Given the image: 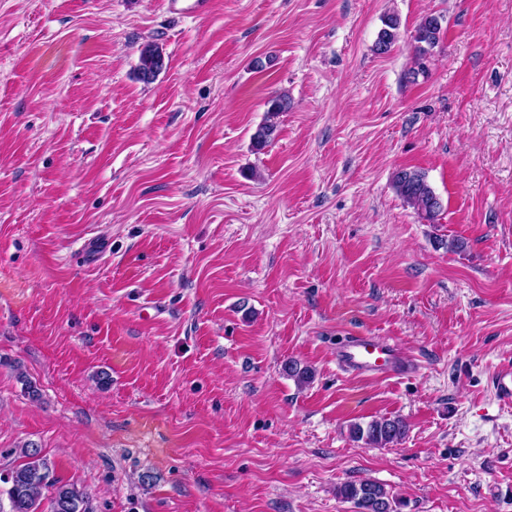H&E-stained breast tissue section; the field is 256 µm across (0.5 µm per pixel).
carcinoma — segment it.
<instances>
[{"instance_id":"1","label":"carcinoma","mask_w":512,"mask_h":512,"mask_svg":"<svg viewBox=\"0 0 512 512\" xmlns=\"http://www.w3.org/2000/svg\"><path fill=\"white\" fill-rule=\"evenodd\" d=\"M399 22L394 16L385 21L375 42V50L380 54L392 51L397 38ZM442 24L439 17L428 15L421 19L412 35L415 43L416 64L423 68V60L439 43ZM163 67V57L154 45H146L141 50L138 74L140 80H152ZM267 116L252 135L253 146L260 150L275 137L279 113L288 110V97L277 95L267 102ZM393 185L405 204L413 208L423 219L432 222L442 210V202L426 180L424 173L408 168L397 170L393 175ZM288 376L298 385L310 383L313 372L295 361L285 365ZM407 432V423L400 417L382 416L374 418L366 425L354 424L352 438L373 447H386L402 440ZM15 452L21 462L11 468L12 480L6 489H0V501L9 502V512H93L91 497L85 489L53 478L45 481L52 473L48 460L41 450L27 443ZM336 495L352 502L359 512H399L401 502L382 484L362 480L347 482L336 489Z\"/></svg>"}]
</instances>
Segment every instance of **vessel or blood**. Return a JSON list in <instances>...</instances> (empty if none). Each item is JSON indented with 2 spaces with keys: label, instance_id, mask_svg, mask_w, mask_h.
Returning <instances> with one entry per match:
<instances>
[{
  "label": "vessel or blood",
  "instance_id": "vessel-or-blood-1",
  "mask_svg": "<svg viewBox=\"0 0 512 512\" xmlns=\"http://www.w3.org/2000/svg\"><path fill=\"white\" fill-rule=\"evenodd\" d=\"M166 8L184 17H204L210 11V0H164ZM336 363L345 370L373 379L396 378L410 370L400 349L378 336H354L336 351ZM491 384L504 404L512 405V363L498 366Z\"/></svg>",
  "mask_w": 512,
  "mask_h": 512
}]
</instances>
